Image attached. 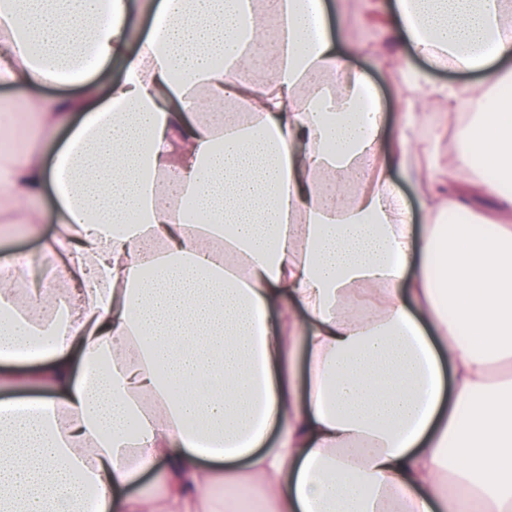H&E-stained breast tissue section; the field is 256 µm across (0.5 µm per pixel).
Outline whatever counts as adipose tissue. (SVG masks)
<instances>
[{"mask_svg":"<svg viewBox=\"0 0 512 512\" xmlns=\"http://www.w3.org/2000/svg\"><path fill=\"white\" fill-rule=\"evenodd\" d=\"M149 0H0V85L77 86L13 99L59 144L0 155V233L37 234L70 302L0 268V512H512V227L444 237L478 200L512 218V0H394L390 43L481 83L420 230L391 182L418 183L327 29L324 0H161L157 23L101 93L95 71ZM346 85H331L332 75ZM492 165L496 182L467 173ZM279 313L270 322V310ZM307 374H300V361ZM155 410H147L144 399ZM164 471L161 496L129 494Z\"/></svg>","mask_w":512,"mask_h":512,"instance_id":"adipose-tissue-1","label":"adipose tissue"}]
</instances>
